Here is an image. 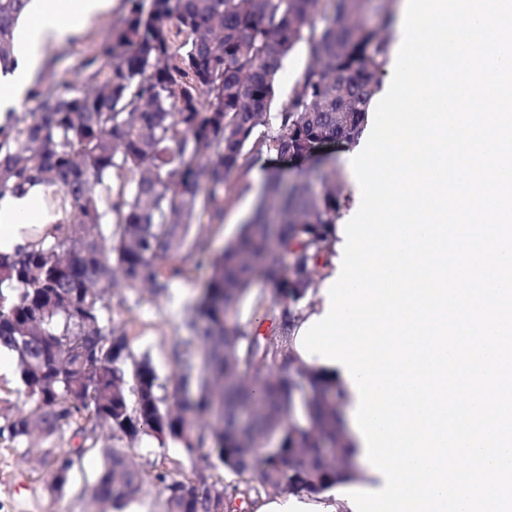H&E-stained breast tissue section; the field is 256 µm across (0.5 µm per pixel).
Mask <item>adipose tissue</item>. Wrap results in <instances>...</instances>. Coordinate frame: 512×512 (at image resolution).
Returning a JSON list of instances; mask_svg holds the SVG:
<instances>
[{
    "mask_svg": "<svg viewBox=\"0 0 512 512\" xmlns=\"http://www.w3.org/2000/svg\"><path fill=\"white\" fill-rule=\"evenodd\" d=\"M112 8V0H27L14 34L15 72L0 84V111L20 109L27 100L31 80L42 68L46 44L63 42L99 20ZM37 190L0 201V252L25 245L21 227L30 222ZM256 512H353L335 496L280 495L263 499Z\"/></svg>",
    "mask_w": 512,
    "mask_h": 512,
    "instance_id": "adipose-tissue-1",
    "label": "adipose tissue"
}]
</instances>
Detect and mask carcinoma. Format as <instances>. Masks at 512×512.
I'll list each match as a JSON object with an SVG mask.
<instances>
[{
  "mask_svg": "<svg viewBox=\"0 0 512 512\" xmlns=\"http://www.w3.org/2000/svg\"><path fill=\"white\" fill-rule=\"evenodd\" d=\"M26 2L0 0L4 74ZM393 2L379 0L370 24L362 0H123L110 35L77 72L79 86L38 75L37 111L6 113L0 200L41 186L44 228L0 253V346L20 383L0 384V447L39 433L50 491L63 492L75 465L98 451V512H118L148 481L162 488L166 512H243L270 489L319 495L346 469L354 445L338 423L345 389L293 349L335 255L349 202L341 175L289 185L268 176L216 256L210 225L223 223L238 180L256 165L299 166L359 140L390 63ZM300 44L308 63L273 113L283 61ZM202 215L207 223H195ZM205 266L211 275L188 336L172 350L179 375L170 393L105 312L126 288L159 298ZM259 281L271 295L253 292ZM248 299L253 315L243 321ZM280 358L288 374L267 378ZM297 394L304 422L291 425ZM64 428L80 439L67 451L53 440ZM106 431L122 446L98 447ZM145 436L216 460L236 485L229 491L203 472L178 480L163 460L132 463L129 450ZM325 439L337 445L329 458L288 464L296 449L314 453Z\"/></svg>",
  "mask_w": 512,
  "mask_h": 512,
  "instance_id": "carcinoma-1",
  "label": "carcinoma"
}]
</instances>
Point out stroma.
I'll use <instances>...</instances> for the list:
<instances>
[{"mask_svg":"<svg viewBox=\"0 0 512 512\" xmlns=\"http://www.w3.org/2000/svg\"><path fill=\"white\" fill-rule=\"evenodd\" d=\"M122 7V0H113L110 15L66 42L46 46L42 74L59 80L73 78L91 48L110 32L113 18ZM265 177V170L258 167L245 177L243 187L224 208L223 223L212 227L213 249L224 248L237 236L254 209ZM207 276V270L202 269L172 280L166 295L159 298L139 288H128L112 299L110 318L127 326L134 355L149 354L161 380L171 383L176 378L178 367L172 350L187 334L184 322ZM132 454L142 465L162 458L178 462L179 472L187 475L208 466L202 457L187 454L171 443L159 445L150 437L138 442ZM103 462L101 454H88L81 466L74 468L70 487L52 494L46 488L49 477L39 464L24 462L17 451L0 447V512H92L90 489Z\"/></svg>","mask_w":512,"mask_h":512,"instance_id":"1","label":"stroma"}]
</instances>
